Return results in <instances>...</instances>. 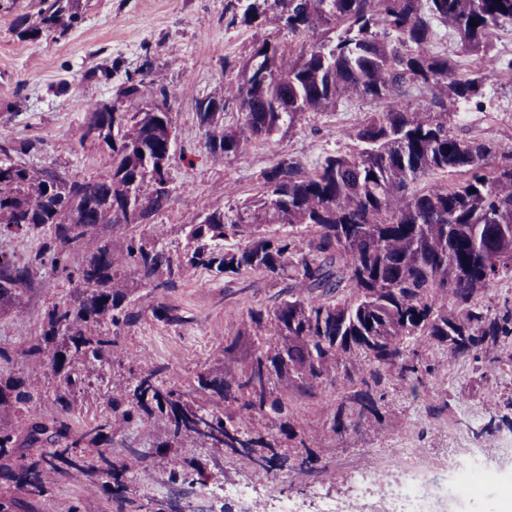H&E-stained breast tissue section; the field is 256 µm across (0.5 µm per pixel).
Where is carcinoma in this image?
Instances as JSON below:
<instances>
[{"label": "carcinoma", "mask_w": 512, "mask_h": 512, "mask_svg": "<svg viewBox=\"0 0 512 512\" xmlns=\"http://www.w3.org/2000/svg\"><path fill=\"white\" fill-rule=\"evenodd\" d=\"M280 1L279 20L288 30L326 37L294 57L263 42L241 64L224 63V71L236 72L232 101L196 103L209 152L235 155L251 140L290 129L305 113L352 95L386 103L356 127L358 148L330 153L313 168L282 159L261 171L256 213H197L185 225L192 246L181 260L155 239L132 236L120 250L103 241L80 262L70 299L47 313L42 340L22 351L58 379L57 401L66 413L82 377L65 366L78 355L89 363L114 356L112 334L94 335L91 325L108 316L119 328L134 319L114 291L123 264L134 263L154 291L175 287L199 266L226 275L250 268L286 277L288 298L271 310L248 311L252 324L284 338V345L271 354L258 342L250 368L232 384L198 377L200 388L237 403L238 414L189 404L151 368L141 370L121 413L124 422L154 408L167 415L162 449L191 436L231 454L264 448L256 465L266 472L287 467L288 458L277 445L254 437L245 420L265 410L276 376L295 377L307 393L334 374L342 376L346 387H358L351 400L361 419L379 415L376 395L384 372L398 366L409 380L418 379L412 344L421 338L453 356L477 350L489 355L484 377L512 365V353L498 349L512 341V305L492 312L477 302L490 283L512 274V155L492 140L448 129V102L479 95L488 74L462 77L447 53L432 50L437 24L451 27L470 49L488 47L494 27L512 20V0H228L226 10L230 22L251 25ZM75 18L72 0H47L41 23L50 30ZM338 28L341 33L328 36ZM407 84L440 93L412 111L388 103ZM125 95L131 111L102 104L79 139L110 147L108 173L77 181L0 160V224L45 233L31 262L48 257L56 264L98 225L137 226L163 208L176 157L171 94L160 92L147 111L139 108L140 85L128 86ZM230 105L242 123L221 128L217 114ZM443 174L455 181H430ZM267 218L304 224L311 233L255 235L252 228ZM245 235L249 240L240 247H213ZM29 273V265L0 255V301L17 296ZM359 354L373 366L355 374L350 362ZM32 400L23 383L0 382V406ZM114 425L101 418L77 435L62 420L32 422L26 443L48 447L29 463L18 456L16 432L0 429V473L30 496L42 495L51 475L96 473L121 510L128 502L126 470L101 452L96 458L76 452L86 441L107 440Z\"/></svg>", "instance_id": "obj_1"}]
</instances>
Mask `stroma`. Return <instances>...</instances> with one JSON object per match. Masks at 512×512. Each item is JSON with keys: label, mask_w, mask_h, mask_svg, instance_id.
I'll list each match as a JSON object with an SVG mask.
<instances>
[{"label": "stroma", "mask_w": 512, "mask_h": 512, "mask_svg": "<svg viewBox=\"0 0 512 512\" xmlns=\"http://www.w3.org/2000/svg\"><path fill=\"white\" fill-rule=\"evenodd\" d=\"M227 0H76V20L65 29H41L43 0H0V144L31 143V150L12 154L14 163L38 172L54 168L77 180L110 171L112 153L101 144H80L90 112L103 103L127 109L125 89L143 83L142 107H150L160 91L174 95L172 135L180 154L172 170L171 192L164 208L148 223L129 228L97 226L80 245L89 253L103 239L122 244L130 236L161 240L173 255L188 248L184 226L202 209L237 210L254 200L259 174L283 158L305 164L319 162L332 151L351 152L350 134L376 102L339 98L335 105L306 113L290 130L248 143L237 156L210 154L196 103L203 98H232L234 74L225 62L248 59L262 42L307 50L319 34L294 35L271 8L265 20L246 26L230 24ZM29 26L38 35L26 34ZM494 48L483 55L464 50L456 34L438 26L436 45L456 62L460 72L484 69L489 78L480 102H458L448 108V127L456 135L494 141L512 153V21L493 30ZM125 306L139 320L122 329L119 362L85 365V383L65 416L73 431L109 414V400H124L132 387L131 369L162 368L166 385L190 391L198 406L219 414L234 412V403L200 391L199 375L232 380L247 370L257 345V330L248 309L272 308L288 293L285 281L247 270L218 276L198 267L186 272L177 287L150 293L128 268L120 284ZM69 284L50 266L34 268L20 295L0 303V378L23 381L32 391L30 405L0 408V428L22 431L29 416L46 419L61 414L56 382L50 371L28 364L22 348L41 339L49 309L64 301ZM167 308L180 320L158 319ZM235 342L225 354L227 342ZM419 356L432 371L420 382L403 380L398 371L385 378L381 414L369 418L359 432L337 437L332 429L345 398L341 385L325 381L306 395L288 377L275 381L265 415L253 418L254 435L277 441L280 451L294 455L299 443L326 462L317 475L282 471L260 474L245 457L187 439L168 452H157L165 438L167 417L160 412L116 426L105 446L114 464L126 467L129 485L144 512H220L218 483L251 481L259 496L274 498L283 490L308 499L314 491L342 499L349 495L359 467L375 465L382 479H397L403 470L423 464L444 470L456 450L476 448L495 458L512 474V430L485 433L490 417L512 419V371L483 379L470 357H455L446 348L422 341ZM0 494L18 499L16 512H113L99 477L49 481L39 498L17 493L0 476Z\"/></svg>", "instance_id": "stroma-1"}]
</instances>
